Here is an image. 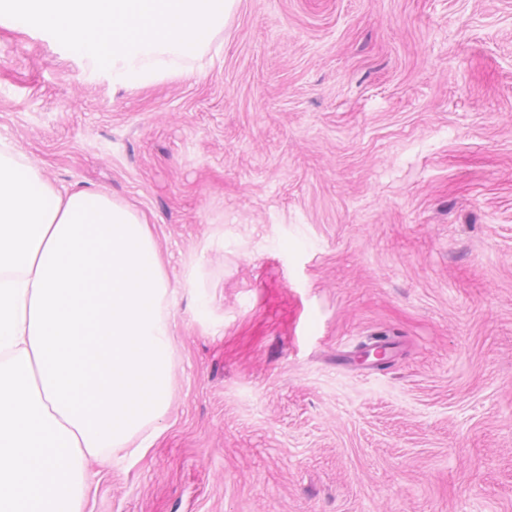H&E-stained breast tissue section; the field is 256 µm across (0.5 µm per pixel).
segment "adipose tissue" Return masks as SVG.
I'll return each mask as SVG.
<instances>
[{
    "instance_id": "obj_1",
    "label": "adipose tissue",
    "mask_w": 512,
    "mask_h": 512,
    "mask_svg": "<svg viewBox=\"0 0 512 512\" xmlns=\"http://www.w3.org/2000/svg\"><path fill=\"white\" fill-rule=\"evenodd\" d=\"M174 293L144 214L0 140V512H82L87 459L152 447Z\"/></svg>"
}]
</instances>
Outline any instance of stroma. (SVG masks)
<instances>
[{
  "label": "stroma",
  "instance_id": "35a3bbf8",
  "mask_svg": "<svg viewBox=\"0 0 512 512\" xmlns=\"http://www.w3.org/2000/svg\"><path fill=\"white\" fill-rule=\"evenodd\" d=\"M174 66L0 24V139L176 290L166 429L84 512H512V0H234Z\"/></svg>",
  "mask_w": 512,
  "mask_h": 512
}]
</instances>
